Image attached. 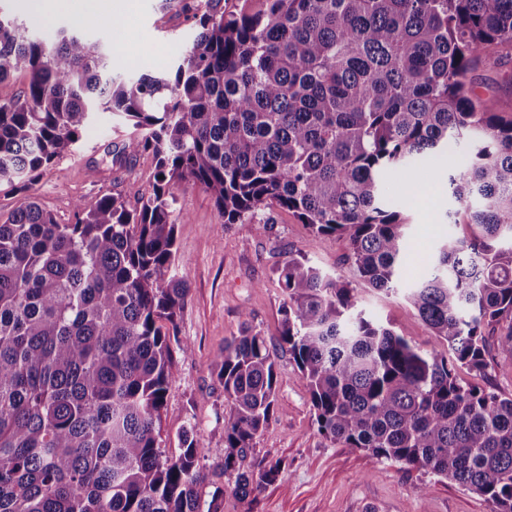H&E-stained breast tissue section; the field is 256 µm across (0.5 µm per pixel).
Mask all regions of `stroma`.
<instances>
[{
    "mask_svg": "<svg viewBox=\"0 0 512 512\" xmlns=\"http://www.w3.org/2000/svg\"><path fill=\"white\" fill-rule=\"evenodd\" d=\"M79 0H63L51 20H36L25 0H0V13L25 24L30 34L53 39L60 29H73L108 45L113 76L160 74L182 59L195 36L191 13L160 10L159 0H133L126 22L114 24L104 16L78 22ZM473 92L495 97L512 111V54L494 51L473 72ZM131 132L119 115L99 110L81 133L71 155L56 160L29 192L0 189V222L34 198L57 221H75V205L104 194L121 195L128 203L151 191L156 162L142 153L114 162L113 151ZM420 194L406 212V256L399 292H360L366 316L390 324L420 349L446 354L445 344L408 307L404 289L413 287L430 267L438 242L448 235L467 233L466 224L446 221L455 204L447 182L431 179L426 167L408 170ZM175 208L189 223L176 227L178 272L190 287L171 340L172 381L161 412L158 443L161 451L179 453V436L194 426L206 451L200 461L198 486L202 503L218 499L221 512H488L477 495L419 469L376 462L364 452L342 448L321 436L308 384L294 361L280 352L281 309L285 295L275 270L289 256L301 253L325 272L344 274L347 241L317 236L291 212L268 204L238 223H225L212 196L184 183L175 191ZM264 232H257V225ZM251 325L277 353L276 417L255 440V453L270 463H282L279 480L265 485L246 501L232 493L217 495L224 479V387L212 367L224 341L237 335L243 312ZM488 368L483 386L512 395V355L498 347L496 328L485 330ZM425 486L417 495L415 486Z\"/></svg>",
    "mask_w": 512,
    "mask_h": 512,
    "instance_id": "stroma-1",
    "label": "stroma"
}]
</instances>
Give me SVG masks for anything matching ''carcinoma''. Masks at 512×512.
<instances>
[{
    "label": "carcinoma",
    "mask_w": 512,
    "mask_h": 512,
    "mask_svg": "<svg viewBox=\"0 0 512 512\" xmlns=\"http://www.w3.org/2000/svg\"><path fill=\"white\" fill-rule=\"evenodd\" d=\"M198 32L168 74L116 79L109 50L62 29L30 36L0 15V187L26 191L71 152L99 104L135 134L115 159L150 152L158 175L131 206L75 204L60 224L34 201L0 223V512L202 510L204 446L157 442L172 381L178 277L175 189L188 182L235 224L272 201L322 236L348 239L352 278L290 257L281 344L308 381L319 433L377 461L421 469L512 512V396L479 386L485 329L512 353V116L473 94V65L512 50V0H189ZM475 146L463 160L448 144ZM470 235L450 237L409 289L448 355L424 352L357 310L352 280L397 290L403 206L385 185L415 162ZM214 368L224 384V478L246 500L283 472L255 454L276 415L277 362L249 314ZM469 371L472 380L458 377Z\"/></svg>",
    "instance_id": "carcinoma-1"
}]
</instances>
